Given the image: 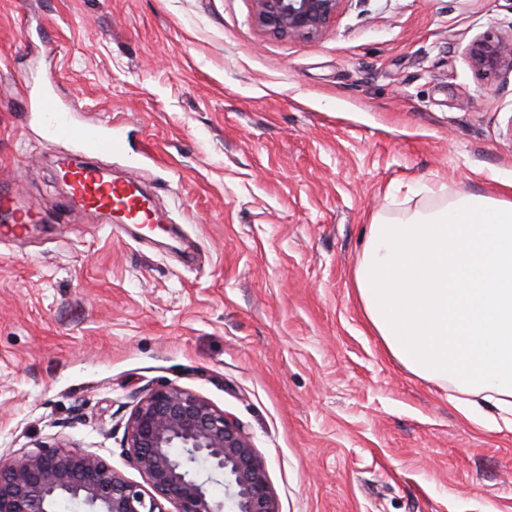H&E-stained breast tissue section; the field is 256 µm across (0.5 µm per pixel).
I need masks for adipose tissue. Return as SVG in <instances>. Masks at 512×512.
I'll use <instances>...</instances> for the list:
<instances>
[{"instance_id":"ef3b65f1","label":"adipose tissue","mask_w":512,"mask_h":512,"mask_svg":"<svg viewBox=\"0 0 512 512\" xmlns=\"http://www.w3.org/2000/svg\"><path fill=\"white\" fill-rule=\"evenodd\" d=\"M368 324L469 417L512 427V200L466 194L375 220L353 271Z\"/></svg>"}]
</instances>
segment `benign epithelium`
<instances>
[{
	"label": "benign epithelium",
	"instance_id": "obj_1",
	"mask_svg": "<svg viewBox=\"0 0 512 512\" xmlns=\"http://www.w3.org/2000/svg\"><path fill=\"white\" fill-rule=\"evenodd\" d=\"M345 0H254L255 25L279 37L322 36ZM484 78L512 73V35L489 29L470 48ZM127 479L101 456L65 440L37 442L0 460V512H280L266 463L251 437L223 410L177 384L151 389L124 431ZM224 485V497L211 493ZM171 504L174 510L166 509Z\"/></svg>",
	"mask_w": 512,
	"mask_h": 512
}]
</instances>
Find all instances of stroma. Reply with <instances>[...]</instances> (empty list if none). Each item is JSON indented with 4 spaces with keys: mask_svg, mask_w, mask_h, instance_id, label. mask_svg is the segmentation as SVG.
I'll return each instance as SVG.
<instances>
[{
    "mask_svg": "<svg viewBox=\"0 0 512 512\" xmlns=\"http://www.w3.org/2000/svg\"><path fill=\"white\" fill-rule=\"evenodd\" d=\"M253 0H0V185L39 222L0 239V455L67 438L129 480L125 423L174 383L248 433L281 512H512V430L367 326L353 270L396 221L512 174V74L468 48L512 0H345L315 40ZM73 123L146 181L173 249L80 207L56 176Z\"/></svg>",
    "mask_w": 512,
    "mask_h": 512,
    "instance_id": "1",
    "label": "stroma"
}]
</instances>
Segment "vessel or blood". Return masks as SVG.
<instances>
[{
    "mask_svg": "<svg viewBox=\"0 0 512 512\" xmlns=\"http://www.w3.org/2000/svg\"><path fill=\"white\" fill-rule=\"evenodd\" d=\"M45 121L58 137L77 142L86 161L63 163L60 167L71 198L84 209L104 213L117 224H149L154 220L151 197L131 181H120L96 165V158L112 154L121 147L118 139L97 124L76 125L65 110L47 105ZM33 221L29 212L17 206L14 198L0 194V236H18L29 231Z\"/></svg>",
    "mask_w": 512,
    "mask_h": 512,
    "instance_id": "b4317fda",
    "label": "vessel or blood"
}]
</instances>
